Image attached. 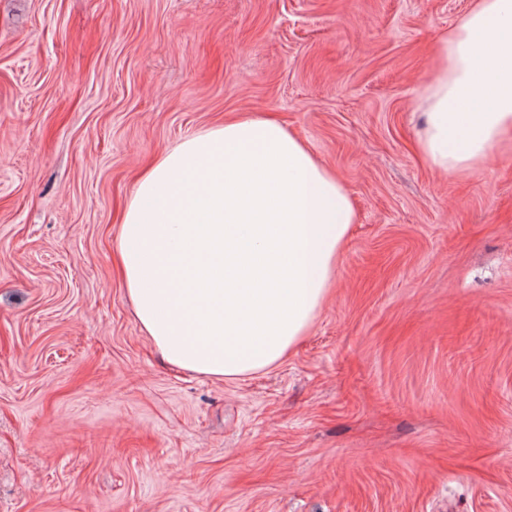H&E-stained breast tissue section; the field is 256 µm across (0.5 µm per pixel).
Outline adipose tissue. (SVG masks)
<instances>
[{
    "label": "adipose tissue",
    "mask_w": 512,
    "mask_h": 512,
    "mask_svg": "<svg viewBox=\"0 0 512 512\" xmlns=\"http://www.w3.org/2000/svg\"><path fill=\"white\" fill-rule=\"evenodd\" d=\"M439 56L418 149L452 174L512 136V0H479ZM354 222L331 170L274 119L243 114L139 178L120 234L127 292L171 365L255 373L313 323Z\"/></svg>",
    "instance_id": "adipose-tissue-1"
}]
</instances>
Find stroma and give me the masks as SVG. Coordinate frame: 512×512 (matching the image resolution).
I'll list each match as a JSON object with an SVG mask.
<instances>
[{"label":"stroma","instance_id":"obj_1","mask_svg":"<svg viewBox=\"0 0 512 512\" xmlns=\"http://www.w3.org/2000/svg\"><path fill=\"white\" fill-rule=\"evenodd\" d=\"M476 0H0V512H512V141L418 150ZM243 112L356 212L308 332L166 363L119 259L144 167Z\"/></svg>","mask_w":512,"mask_h":512}]
</instances>
